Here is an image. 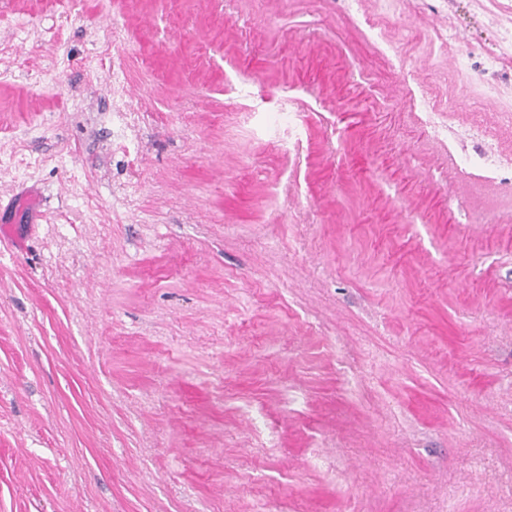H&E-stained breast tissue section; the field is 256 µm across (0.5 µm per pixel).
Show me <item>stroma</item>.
<instances>
[{
    "label": "stroma",
    "instance_id": "1",
    "mask_svg": "<svg viewBox=\"0 0 512 512\" xmlns=\"http://www.w3.org/2000/svg\"><path fill=\"white\" fill-rule=\"evenodd\" d=\"M508 29L0 0V512H512Z\"/></svg>",
    "mask_w": 512,
    "mask_h": 512
}]
</instances>
